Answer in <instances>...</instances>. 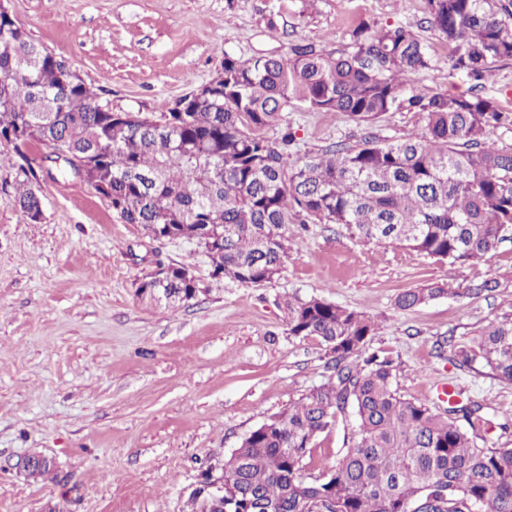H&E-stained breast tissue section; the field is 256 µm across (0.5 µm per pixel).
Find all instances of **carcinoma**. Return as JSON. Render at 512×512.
I'll use <instances>...</instances> for the list:
<instances>
[{
    "instance_id": "cac0c4a2",
    "label": "carcinoma",
    "mask_w": 512,
    "mask_h": 512,
    "mask_svg": "<svg viewBox=\"0 0 512 512\" xmlns=\"http://www.w3.org/2000/svg\"><path fill=\"white\" fill-rule=\"evenodd\" d=\"M425 8L450 49L448 77L468 85L464 92L417 91L411 77L432 68L430 47L390 25L360 30L336 51L297 42L280 56L226 52L211 79L215 95L170 108L161 122L112 111L82 80L63 85L67 60L0 15V135L22 130L27 141L13 144L20 157L59 141L86 155L123 222L197 241L214 276L242 284L281 273L296 213L439 261L480 259L512 233V145L493 139L512 127V109L478 94L498 63L512 61V0H425ZM296 105L358 125L416 112L424 130L394 142L368 135L290 167L285 112ZM20 206L29 216L41 210L28 188ZM165 287L171 307L200 291L176 272ZM497 287L435 282L401 292L396 306ZM285 308L289 334L319 338L334 376L224 457V512H407L411 503L420 512H512V448L478 445L491 423L481 404L456 391L437 413L402 396L392 361L368 349L376 324L365 315L316 297L290 298ZM453 355L512 382V321L490 323ZM346 415L355 422L350 448L305 475L315 439Z\"/></svg>"
}]
</instances>
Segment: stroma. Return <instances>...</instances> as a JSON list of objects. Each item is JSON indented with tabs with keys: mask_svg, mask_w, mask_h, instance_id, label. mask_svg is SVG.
<instances>
[{
	"mask_svg": "<svg viewBox=\"0 0 512 512\" xmlns=\"http://www.w3.org/2000/svg\"><path fill=\"white\" fill-rule=\"evenodd\" d=\"M36 42L65 58L116 112L160 118L208 82L225 54L287 53L291 43L329 50L359 24L403 25L431 47L415 89L456 93L448 47L425 23L424 0H0ZM296 164L365 133L401 140L421 130L415 112L363 127L343 114L288 111ZM46 147L19 159L0 144V512H187L201 470L223 461L271 416L326 383L325 346L290 335L285 299L324 298L370 317L369 348L393 360L394 385L433 409L434 385L461 388L492 422L484 437L512 448V383L438 356L512 320V236L480 260L449 264L359 237L341 224L294 218L283 272L261 287L216 280L204 248L157 239L123 223L88 184L60 171ZM28 181L42 200L32 220L17 201ZM189 266L201 292L186 305L140 302L139 283L161 266ZM485 278L477 297L396 308L397 295L434 281ZM344 419L313 443L310 473L349 445ZM52 458L32 479L17 461Z\"/></svg>",
	"mask_w": 512,
	"mask_h": 512,
	"instance_id": "35a3bbf8",
	"label": "stroma"
}]
</instances>
